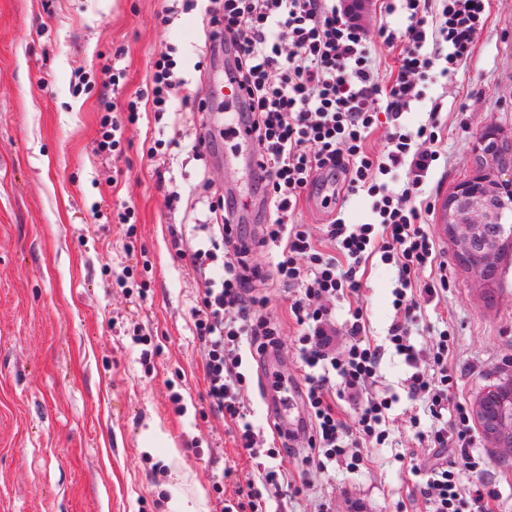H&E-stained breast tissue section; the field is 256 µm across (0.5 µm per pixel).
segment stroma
Returning <instances> with one entry per match:
<instances>
[{
    "mask_svg": "<svg viewBox=\"0 0 512 512\" xmlns=\"http://www.w3.org/2000/svg\"><path fill=\"white\" fill-rule=\"evenodd\" d=\"M164 0H0V512H226L240 488L264 468L286 475L267 487L269 512H425L402 454L415 446L410 417L429 428L422 401L408 396L410 369L384 354L380 388L398 395L389 419L391 442L373 449L364 467L317 473L303 450L256 458L236 443L235 426L210 405L203 380V346L191 313L200 302V275L190 254L207 234L203 198L225 195L223 153L193 156L201 133V80L223 69L206 40L201 8L162 22ZM473 54L457 73L429 83L426 98L401 117L410 130L439 105L446 129L440 158L424 190L432 203L425 228L450 288L426 306L411 340L428 350L435 331L454 334L449 363L455 400L471 402L512 363V257L486 299L459 264L444 233L440 205L472 172L486 125L512 131V0H489ZM174 52L189 104L174 105L162 121L142 113L125 126L111 161L94 153L98 111L112 97L98 78L77 75L116 63L125 90L146 89L150 62ZM158 139L164 154L149 156ZM178 202H170L169 191ZM135 205L132 236L95 220L119 201ZM181 232L174 242L173 232ZM134 269L142 293L117 277ZM396 270L369 261L358 296L336 305L344 322L350 305L368 316V335L383 343L395 316ZM264 313L280 326V355L297 379V325L288 315V288H260ZM150 333L152 356L131 332ZM249 381L242 405L259 433L273 441V407L260 381L262 362L245 359ZM180 405H172L171 393ZM156 426L164 439L146 448ZM482 471L461 470L463 484L496 488L494 512H512V459L480 445ZM233 470L225 479V470Z\"/></svg>",
    "mask_w": 512,
    "mask_h": 512,
    "instance_id": "35a3bbf8",
    "label": "stroma"
}]
</instances>
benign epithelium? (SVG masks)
<instances>
[{"label": "benign epithelium", "mask_w": 512, "mask_h": 512, "mask_svg": "<svg viewBox=\"0 0 512 512\" xmlns=\"http://www.w3.org/2000/svg\"><path fill=\"white\" fill-rule=\"evenodd\" d=\"M371 0H342L343 10L360 22ZM512 198V136L504 137L492 124L480 134L471 177L458 183L442 205V223L458 258L481 288L492 285L491 275L501 260L512 253V233L494 232L493 224L505 222L504 197ZM493 447L512 440V423L490 429Z\"/></svg>", "instance_id": "7a95c632"}]
</instances>
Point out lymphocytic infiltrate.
Masks as SVG:
<instances>
[{
    "label": "lymphocytic infiltrate",
    "mask_w": 512,
    "mask_h": 512,
    "mask_svg": "<svg viewBox=\"0 0 512 512\" xmlns=\"http://www.w3.org/2000/svg\"><path fill=\"white\" fill-rule=\"evenodd\" d=\"M434 22L423 17L427 0H382L386 14L401 11L405 29L381 27L379 37L397 53V71L389 83L378 82L371 41L336 6V0H208L209 40L224 51L245 93L233 104L236 120L250 126L258 153L266 215L256 237L277 247L271 273L250 266L240 206L228 201L212 216L219 235L209 247L194 249V269L203 273L200 305L192 312L204 349V375L213 407L235 422L240 445L260 452L253 424L247 420L239 394L247 383L241 349L263 357L279 345L275 323L259 312L258 283L275 278L295 293L289 311L299 328L296 358L302 370L304 397L311 429L306 463L317 469L341 463L360 470L371 449L388 441L389 413L398 398L390 392L370 393L384 354L366 333L362 307L349 309L344 330L334 318L338 301L361 287L357 272L368 258L379 257L397 271L393 291L396 316L387 340L410 367V396L421 398L434 426L421 430L419 418L409 426L420 449L411 453V472L429 512H492L495 489L484 484L462 486L460 468L481 471L484 458L475 454L479 440L467 404L452 402L457 385L448 366L452 335L436 331L428 352L410 338L422 304L447 293L446 275L436 274L437 252L423 228L415 201L439 158L434 145L441 131L438 109L416 129L400 122L412 103L422 101L432 71L454 74L473 51L474 36L486 21L487 0H439ZM178 62L169 52L151 62L145 91H124L122 72L108 76L121 106L100 111L95 152L110 156L121 144L125 125L141 112L163 119L178 98L182 82ZM393 123L383 157L365 150V141L380 113ZM343 176L350 192H364L376 216L368 224L335 219L327 224L329 248L315 243L295 215L303 197L322 195L324 207L336 205L332 182ZM221 264L220 279L206 270ZM353 407L345 420L341 402ZM452 412L451 427L441 421Z\"/></svg>",
    "instance_id": "lymphocytic-infiltrate-1"
}]
</instances>
